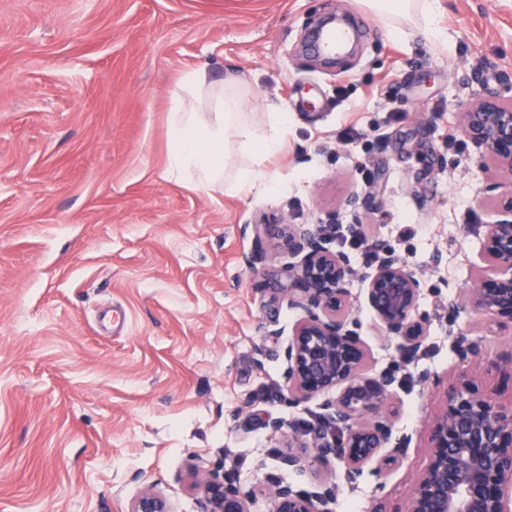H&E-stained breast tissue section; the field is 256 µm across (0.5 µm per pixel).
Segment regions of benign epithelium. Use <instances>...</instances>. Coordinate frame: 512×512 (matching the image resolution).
Instances as JSON below:
<instances>
[{
    "instance_id": "obj_1",
    "label": "benign epithelium",
    "mask_w": 512,
    "mask_h": 512,
    "mask_svg": "<svg viewBox=\"0 0 512 512\" xmlns=\"http://www.w3.org/2000/svg\"><path fill=\"white\" fill-rule=\"evenodd\" d=\"M460 124L495 170L486 193L499 205V219L485 225L481 265L462 297L448 300V311L468 308L482 316L489 331L512 332V100L478 94L460 113ZM371 202V196L354 192L344 206L356 214ZM241 232L252 233L256 246V254L245 258L248 267L266 247L292 259L282 293L301 316L284 348L283 382L290 404L320 399L325 410L323 425L312 430L309 440L289 436L280 463L302 473L315 463L335 461L351 485L371 464L376 475H383L406 456L411 437H393L389 405L395 378L373 370L367 346L350 328L344 285L350 276L361 280L365 303L380 327L397 341L404 359L416 361L429 348L427 321L416 315L419 272L385 248L375 264L357 271L345 252L327 247L326 235L312 224H283L270 241L262 224H244ZM448 337L460 362L484 359L483 339L454 329L451 317ZM428 448L427 465L413 483L404 512H512V400L479 392L464 379L449 384L431 423ZM191 489L200 495L202 512H251L255 497L222 467L196 468ZM338 491L329 479L318 480L309 491L276 481L268 489L270 512H332ZM129 512H172V507L148 488Z\"/></svg>"
}]
</instances>
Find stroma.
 <instances>
[{
  "instance_id": "stroma-1",
  "label": "stroma",
  "mask_w": 512,
  "mask_h": 512,
  "mask_svg": "<svg viewBox=\"0 0 512 512\" xmlns=\"http://www.w3.org/2000/svg\"><path fill=\"white\" fill-rule=\"evenodd\" d=\"M437 7L434 27L394 30L364 0H0V512H129L148 487L173 512H202L197 466L255 488L252 512H269L273 481H340L334 465L298 474L279 461L289 432L324 411L282 395L299 317L277 280L289 258L247 267L244 224L320 226L361 269L364 249L337 232L356 223L422 274L430 351L414 363L363 283L346 281L375 371L397 380L393 434L412 443L387 475L341 484L333 512L404 506L448 384L512 399V377L492 365L512 334L460 310L453 324L486 346L478 366L459 364L448 339V301L497 219L491 171L451 137L473 94L512 96V0ZM331 13L361 21L363 36L327 66L303 44ZM197 68L237 83L254 124L288 108L279 155L224 163L228 179L253 167L251 191L201 190L169 168L172 99ZM349 127L362 146L339 139ZM354 192L376 206L349 212ZM276 417L284 431L266 427Z\"/></svg>"
}]
</instances>
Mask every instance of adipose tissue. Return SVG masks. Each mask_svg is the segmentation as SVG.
Returning a JSON list of instances; mask_svg holds the SVG:
<instances>
[{
	"label": "adipose tissue",
	"instance_id": "ef3b65f1",
	"mask_svg": "<svg viewBox=\"0 0 512 512\" xmlns=\"http://www.w3.org/2000/svg\"><path fill=\"white\" fill-rule=\"evenodd\" d=\"M372 13L382 21L421 14L432 23L436 0H366ZM182 96L170 110L168 133L172 140L169 167L190 177L194 185L215 188L224 183V158L236 150L262 159L277 154L283 141L288 112L274 109L268 127L252 124L243 99L229 84L209 81L206 72L193 69L182 78ZM209 103L212 118L198 116L201 103Z\"/></svg>",
	"mask_w": 512,
	"mask_h": 512
}]
</instances>
